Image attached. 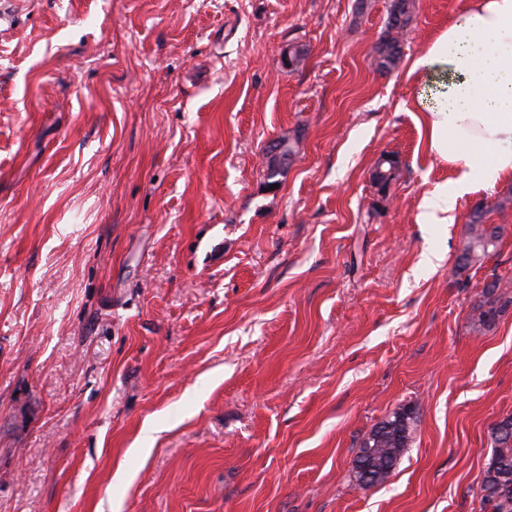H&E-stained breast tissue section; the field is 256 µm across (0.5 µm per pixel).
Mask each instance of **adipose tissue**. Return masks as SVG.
Masks as SVG:
<instances>
[{
  "instance_id": "1",
  "label": "adipose tissue",
  "mask_w": 512,
  "mask_h": 512,
  "mask_svg": "<svg viewBox=\"0 0 512 512\" xmlns=\"http://www.w3.org/2000/svg\"><path fill=\"white\" fill-rule=\"evenodd\" d=\"M411 72L439 82L419 100L425 146L456 173L426 200L422 219L435 223L474 187L512 178V0H470Z\"/></svg>"
}]
</instances>
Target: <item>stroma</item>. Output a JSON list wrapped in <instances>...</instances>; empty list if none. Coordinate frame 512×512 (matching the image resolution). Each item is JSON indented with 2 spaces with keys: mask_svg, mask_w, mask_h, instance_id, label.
<instances>
[{
  "mask_svg": "<svg viewBox=\"0 0 512 512\" xmlns=\"http://www.w3.org/2000/svg\"><path fill=\"white\" fill-rule=\"evenodd\" d=\"M392 2L11 0L0 512H491L512 307L471 319L512 281V180L422 222L455 174L410 63L469 0H415L382 74ZM280 137L297 152L273 189ZM478 209L505 230L461 271ZM404 405L409 447L360 488L362 441ZM508 288H510L508 284H503L501 278H495L484 286L486 300L478 306L479 313L472 321L473 333L479 335L489 330L498 313L512 305V291Z\"/></svg>",
  "mask_w": 512,
  "mask_h": 512,
  "instance_id": "obj_1",
  "label": "stroma"
}]
</instances>
